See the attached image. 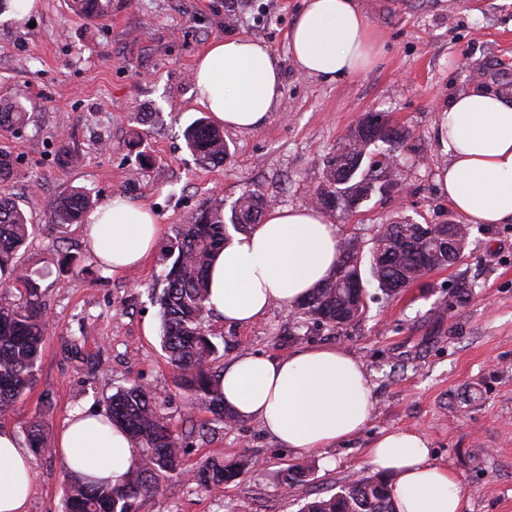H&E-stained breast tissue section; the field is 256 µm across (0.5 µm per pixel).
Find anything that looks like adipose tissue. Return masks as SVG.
Instances as JSON below:
<instances>
[{
    "label": "adipose tissue",
    "instance_id": "obj_1",
    "mask_svg": "<svg viewBox=\"0 0 512 512\" xmlns=\"http://www.w3.org/2000/svg\"><path fill=\"white\" fill-rule=\"evenodd\" d=\"M289 32L298 68L326 82L376 59L380 35L357 0H303ZM196 101L229 129L261 128L282 95L280 67L267 46L246 36L212 42L193 70ZM436 137L448 163L441 192L469 224L512 223V105L481 90L459 93L441 108ZM84 234L96 257L115 270L139 267L154 251L156 214L116 195L87 214ZM340 237L314 205L270 207L260 224L234 236L209 270L210 311L246 326L272 304L298 306L333 273ZM224 406L255 420L282 447L304 454L357 435L374 402L364 364L338 346L301 347L285 358L235 357L221 376ZM60 465L112 484L137 458L125 432L104 413H76L56 440ZM392 488L396 512H461L454 475L431 458L426 436L395 430L368 450ZM32 455L15 431L0 428V512H28L34 494Z\"/></svg>",
    "mask_w": 512,
    "mask_h": 512
}]
</instances>
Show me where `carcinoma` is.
I'll use <instances>...</instances> for the list:
<instances>
[{
  "label": "carcinoma",
  "instance_id": "carcinoma-1",
  "mask_svg": "<svg viewBox=\"0 0 512 512\" xmlns=\"http://www.w3.org/2000/svg\"><path fill=\"white\" fill-rule=\"evenodd\" d=\"M73 10L92 19L103 15L102 0H72ZM28 121L25 108L14 101L0 103V131L20 129ZM187 146L203 163L222 162L229 147L219 129L201 118L184 133ZM408 137L403 127H393L379 113H368L327 161L324 183L319 186L320 206L327 211L352 209L362 201L365 178L360 157L374 147L399 146ZM14 171L12 152L0 146V183L10 182ZM92 198L81 189L58 197L51 217L60 224H78L90 212ZM267 201L253 191L245 192L224 210L215 199L201 209L190 224L177 230L170 246L171 266L163 288L155 295L161 308L160 345L178 372L179 386L212 414L231 423L224 408L220 373L211 369L217 353L205 329L209 315L207 272L216 254L224 249L230 231L247 232L260 222ZM25 214L10 197L0 194V284L21 285L14 303L0 304V415L8 413L17 399L31 389L40 360L46 318L32 275L17 263V253L29 237ZM375 243L385 242L393 252V265L380 266L374 251L364 254L355 239L340 243L336 269L298 306L305 320L334 329H345L360 320L364 311V282L371 280L387 297L420 280L433 269L446 267L445 260L425 259L423 247L444 231L441 224H418L402 217L380 226ZM345 280L353 287L338 285ZM110 417L121 425L139 457L122 484L112 486L89 477L67 476L66 512H138L141 497L160 492L162 479L179 471L183 448L162 412L159 397L134 384L110 398ZM248 466L246 461L224 463L210 458L194 471L204 489L221 488ZM299 512H396L388 479L360 477L328 496L308 500Z\"/></svg>",
  "mask_w": 512,
  "mask_h": 512
}]
</instances>
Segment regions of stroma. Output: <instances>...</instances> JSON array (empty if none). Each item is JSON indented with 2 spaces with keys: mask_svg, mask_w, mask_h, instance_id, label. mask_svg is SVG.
I'll use <instances>...</instances> for the list:
<instances>
[{
  "mask_svg": "<svg viewBox=\"0 0 512 512\" xmlns=\"http://www.w3.org/2000/svg\"><path fill=\"white\" fill-rule=\"evenodd\" d=\"M104 2L106 15L93 21L76 15L71 0H39L23 19L0 13V99L23 103L30 116L1 138L15 158L9 191L34 226L18 260L47 319L35 383L0 416V427L24 440L35 423L45 426L29 512L65 510L55 440L67 415L107 411L112 394L134 384L160 396L184 449L183 474L142 497L138 512H299L306 500L371 474L368 444L401 429L426 433L433 461L460 484L462 512H512V223L472 225L458 264L395 296L366 284L360 321L339 332L278 304L242 328L209 315L217 371L243 353L284 358L306 345H337L363 361L370 421L343 444L304 455L282 448L259 422L227 425L192 402L160 347L152 299L180 225L210 201L229 205L249 190L273 206L309 205L328 157L369 112L409 136L394 154L399 177L363 163L376 192L329 214L341 238L368 249L379 225L404 216L460 223L437 183L448 157L434 128L440 109L474 87L512 103V0H359L383 36L380 53L368 70L333 83L300 71L289 52L303 0ZM241 35L270 48L282 96L262 128L225 130L228 158L204 165L183 137L205 115L192 71L212 41ZM64 148L76 158L68 167L59 160ZM74 188L99 206L119 194L155 212L162 235L144 265L112 270L81 225L51 219L53 201ZM462 282L472 294L459 304ZM208 458L250 467L211 493L191 476ZM296 464L304 480L285 485Z\"/></svg>",
  "mask_w": 512,
  "mask_h": 512,
  "instance_id": "35a3bbf8",
  "label": "stroma"
}]
</instances>
